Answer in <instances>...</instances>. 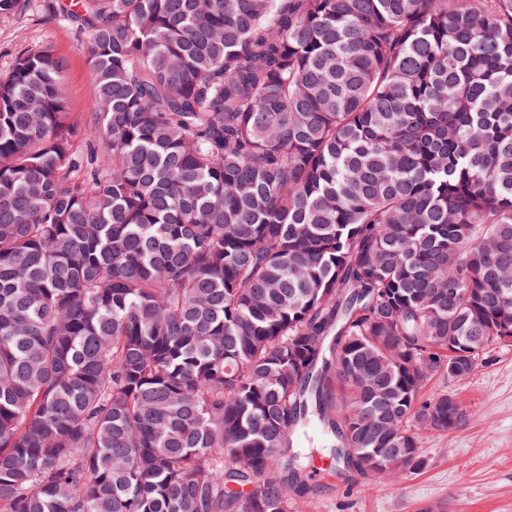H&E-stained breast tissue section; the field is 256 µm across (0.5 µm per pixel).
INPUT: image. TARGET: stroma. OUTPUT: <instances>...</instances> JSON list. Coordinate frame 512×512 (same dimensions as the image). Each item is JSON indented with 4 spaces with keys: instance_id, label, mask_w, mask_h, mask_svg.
Returning a JSON list of instances; mask_svg holds the SVG:
<instances>
[{
    "instance_id": "35a3bbf8",
    "label": "stroma",
    "mask_w": 512,
    "mask_h": 512,
    "mask_svg": "<svg viewBox=\"0 0 512 512\" xmlns=\"http://www.w3.org/2000/svg\"><path fill=\"white\" fill-rule=\"evenodd\" d=\"M46 47L65 62L71 121L87 124L95 86L75 24L42 11L0 18V75L20 52ZM448 391L465 401L467 419L448 433H421V471L391 486L328 469L299 488V512H512V347L496 350L462 380L434 372L426 395Z\"/></svg>"
}]
</instances>
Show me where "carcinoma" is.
<instances>
[{
	"label": "carcinoma",
	"instance_id": "cac0c4a2",
	"mask_svg": "<svg viewBox=\"0 0 512 512\" xmlns=\"http://www.w3.org/2000/svg\"><path fill=\"white\" fill-rule=\"evenodd\" d=\"M41 8L95 98L0 76V512H295L311 420L421 470L512 346V0Z\"/></svg>",
	"mask_w": 512,
	"mask_h": 512
}]
</instances>
